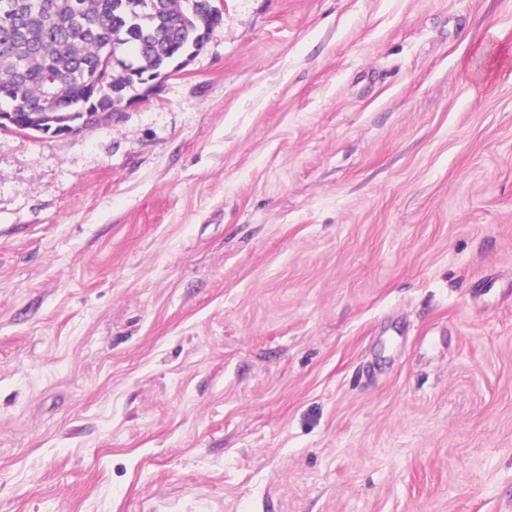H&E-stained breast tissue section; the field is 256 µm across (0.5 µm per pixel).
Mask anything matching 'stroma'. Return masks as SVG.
Masks as SVG:
<instances>
[{"label":"stroma","instance_id":"1","mask_svg":"<svg viewBox=\"0 0 512 512\" xmlns=\"http://www.w3.org/2000/svg\"><path fill=\"white\" fill-rule=\"evenodd\" d=\"M0 512H512V0H224L0 132ZM112 117L110 112H84L78 117L77 122L70 126L56 127V135H73L81 132L83 129L98 125Z\"/></svg>","mask_w":512,"mask_h":512}]
</instances>
